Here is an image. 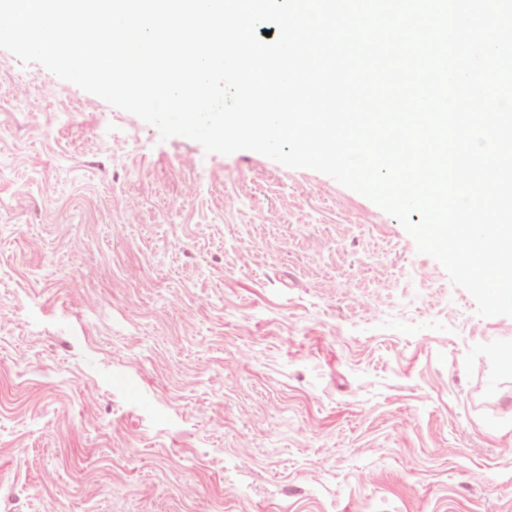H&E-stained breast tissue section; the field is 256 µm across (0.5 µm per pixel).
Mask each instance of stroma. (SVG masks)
<instances>
[{
    "label": "stroma",
    "mask_w": 512,
    "mask_h": 512,
    "mask_svg": "<svg viewBox=\"0 0 512 512\" xmlns=\"http://www.w3.org/2000/svg\"><path fill=\"white\" fill-rule=\"evenodd\" d=\"M510 352L365 197L0 49V512H512Z\"/></svg>",
    "instance_id": "obj_1"
}]
</instances>
